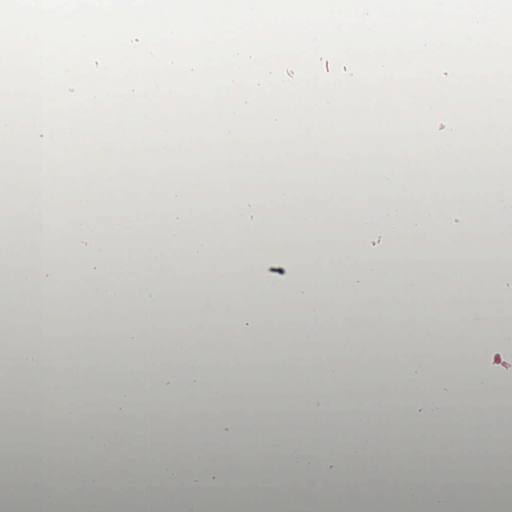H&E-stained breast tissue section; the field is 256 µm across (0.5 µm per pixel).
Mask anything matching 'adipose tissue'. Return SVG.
I'll return each mask as SVG.
<instances>
[{"label": "adipose tissue", "instance_id": "ef3b65f1", "mask_svg": "<svg viewBox=\"0 0 512 512\" xmlns=\"http://www.w3.org/2000/svg\"><path fill=\"white\" fill-rule=\"evenodd\" d=\"M474 134L435 94L368 106L322 98L296 117L265 98L202 114L181 107L134 116L123 135L46 125L38 111L1 103L0 208L17 223L0 230V372L15 380L0 419V475L18 471L19 448H31V481L68 473L41 512L55 496L74 512H113L118 497L144 512H222L240 495L218 464L232 452L248 459L259 505L288 485L310 512H331L326 486L340 504L383 491L386 504L372 512L475 508L486 496L476 479L454 483L455 499L423 498L462 450L477 451V469H512V443L497 432L512 397L485 367L488 340L512 335V278L500 270L512 252V169L500 140L484 138L482 159L464 152ZM241 151L254 169L246 178L228 165ZM139 185L154 187L161 229L105 232L98 219L129 221L119 203ZM312 185L333 200L375 198L352 210L367 247L318 225L313 209L290 212V233L270 235L288 198ZM226 212L237 230L215 237ZM270 251L289 258L286 275L229 276ZM308 265L354 274L324 290ZM411 265L426 278L409 276ZM130 269L140 272L133 285ZM191 269L223 290L189 287ZM448 284L467 293L452 298L451 316L417 321L413 302ZM255 300L289 311L295 328L266 332L247 310ZM381 301L384 321L365 331ZM90 329L107 361L89 358ZM451 335L465 346L462 376L448 385L434 374ZM252 359L270 373L244 403L230 377ZM463 392L476 409L457 407ZM297 406L314 432L294 426ZM419 419L448 429L408 437ZM352 463L364 472L357 484Z\"/></svg>", "mask_w": 512, "mask_h": 512}]
</instances>
